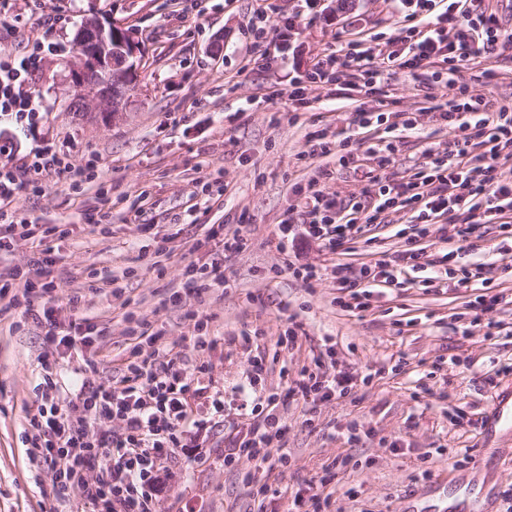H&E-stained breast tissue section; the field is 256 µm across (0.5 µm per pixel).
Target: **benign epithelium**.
Here are the masks:
<instances>
[{"mask_svg": "<svg viewBox=\"0 0 512 512\" xmlns=\"http://www.w3.org/2000/svg\"><path fill=\"white\" fill-rule=\"evenodd\" d=\"M75 61L69 74L71 100L116 118L126 111L138 77L143 46L133 28L86 19L76 29Z\"/></svg>", "mask_w": 512, "mask_h": 512, "instance_id": "7a95c632", "label": "benign epithelium"}]
</instances>
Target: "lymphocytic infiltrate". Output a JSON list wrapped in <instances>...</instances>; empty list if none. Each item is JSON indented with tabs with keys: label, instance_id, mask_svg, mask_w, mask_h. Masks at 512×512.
I'll return each instance as SVG.
<instances>
[{
	"label": "lymphocytic infiltrate",
	"instance_id": "f902f5d3",
	"mask_svg": "<svg viewBox=\"0 0 512 512\" xmlns=\"http://www.w3.org/2000/svg\"><path fill=\"white\" fill-rule=\"evenodd\" d=\"M411 2L415 10L403 16L397 38L367 46L348 27H340L338 48L318 60L304 79L291 82L292 98L302 99L310 83L323 85L333 97L339 93L340 73L355 62L367 94L378 95L384 69L397 66L414 75L437 67L452 92L439 114L451 132L447 147L427 150L424 162L407 178L385 177L389 159L382 156L362 200L325 194L320 183L331 172L323 165L307 183L312 219L304 233L332 250L351 237L355 225L376 223L387 210L417 211L407 247L393 262L363 267L352 280L340 278V287L349 295L337 303L349 311L365 309L372 287L394 283L391 266L428 271L431 284L442 280L441 271L429 270L419 246L430 225H441V243L451 244L466 241L473 225L498 224L512 215V178L500 168L501 162L512 160V104L491 100L457 78L462 70L475 69L484 85L496 80L494 58L512 49V34L501 25L500 0ZM423 12L429 13V21H418ZM57 50V43L40 40L23 54L0 52V251L18 238L34 247L29 260L33 277L23 278L16 269L10 280L0 283V317L20 308L45 329L49 350L40 361V403L29 418L26 441L55 468L54 498L79 497L90 512H152L166 478V462L179 449L190 447L205 426L196 417L199 407L209 405L219 413L223 403L209 398L201 381L205 364H190L179 352L163 363L144 355L142 344L153 342L154 336L149 323L131 312L126 315L129 334L138 343L129 350L120 376L103 378L98 361L86 354L94 342L88 318L73 306L67 323H60L50 303L57 262L53 241L61 228L29 220L18 203L40 191L51 174L67 173L76 190L95 177L94 163L70 167L42 133L46 106L31 85V75L43 55ZM17 279L23 285L15 294L11 288ZM75 355L83 364L75 381L63 384L60 363ZM265 372L264 358L251 357L246 378L253 393L241 403L250 412V424L230 436L224 450L225 466L243 457L253 461L242 481L259 503L256 512H266V499L279 494L267 481L269 473L288 463L280 399L257 392ZM353 387L352 376L330 370L317 356L312 366L299 371L288 395L312 409L349 394Z\"/></svg>",
	"mask_w": 512,
	"mask_h": 512
}]
</instances>
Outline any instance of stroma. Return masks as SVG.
I'll use <instances>...</instances> for the list:
<instances>
[{
	"mask_svg": "<svg viewBox=\"0 0 512 512\" xmlns=\"http://www.w3.org/2000/svg\"><path fill=\"white\" fill-rule=\"evenodd\" d=\"M256 0H12L31 38L50 34L60 55L40 62L33 86L49 115L46 140L78 167L95 160L97 180L112 189V222L99 233L85 219L97 205L93 191H74L63 174L48 176L42 191L19 202L29 220L63 224L55 241L61 257L54 304L67 309L80 296L83 312L99 337L96 358L105 377L118 374L130 345L126 311L147 320L154 349L167 355L189 352L191 328L186 311H198L206 332L218 339L205 354L215 390L224 396L222 414L208 412L215 427L201 447L177 453L154 512H253L241 480L251 467L224 465L229 430L248 423L237 391L249 356L265 353V388L286 394L293 377L328 345L337 369L351 373V394L319 406L314 427L304 410L289 403L285 447L288 467L272 472L271 483L285 496L267 500V512H289L290 494L317 482L333 466L338 512H512V423L486 429L493 396L512 393V266L497 261L489 284L470 281L425 287L421 280L374 288L369 306L345 311L336 270L357 276L363 266L401 250L400 229L411 211H391L380 224L363 225L348 247L320 249L303 235L280 245L276 226L284 218L309 223L296 189L315 172L301 154L320 132L348 131L353 159L337 167L324 192L348 197L360 193L378 138L374 128H358L352 114L381 112L374 96L345 71L342 92L327 97L309 86L304 100L292 99L290 80L311 69L336 48V28L350 16L355 30L398 35V15L388 0H320L317 15L298 19L295 32L270 33L254 48L246 29ZM135 28L144 45L140 83L125 112L116 119L96 112L69 111V66L75 58L73 32L84 18ZM271 68H257L260 52ZM384 86L398 109L420 113L418 133H400L387 175H410L424 151L447 143L449 130L432 108L448 99L445 82L390 69ZM279 122H272V115ZM224 181L223 196L202 193L214 177ZM240 231L247 250H225L221 238L206 239L211 225ZM512 232L498 224H477L461 251L444 260L437 237L422 242L428 260L449 268L487 256ZM159 253L160 267L137 258ZM312 264L318 274L307 285L286 266L287 258ZM221 262L228 289L203 296L185 292L192 266ZM113 273L120 295L93 293L90 274ZM509 297L498 305L492 335H464L470 305L479 297ZM295 315L306 332L297 346L277 351L275 343ZM256 334L244 345L243 333ZM44 332L31 316L16 312L0 318V512H77V501L61 502L51 493L52 471L31 460L24 443L27 418L36 411ZM358 441H350V433Z\"/></svg>",
	"mask_w": 512,
	"mask_h": 512,
	"instance_id": "stroma-1",
	"label": "stroma"
}]
</instances>
